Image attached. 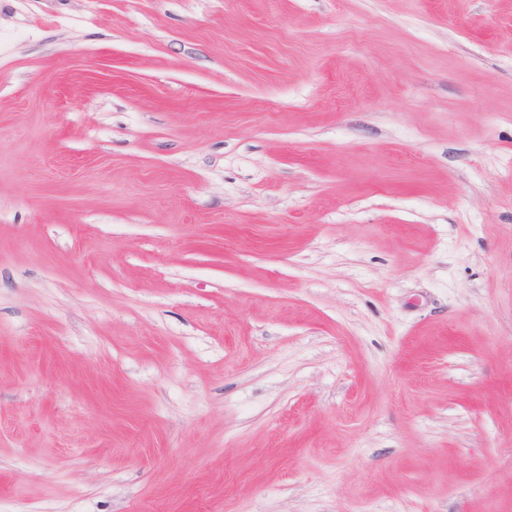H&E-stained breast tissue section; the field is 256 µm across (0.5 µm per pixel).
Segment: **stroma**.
Wrapping results in <instances>:
<instances>
[{
	"label": "stroma",
	"mask_w": 512,
	"mask_h": 512,
	"mask_svg": "<svg viewBox=\"0 0 512 512\" xmlns=\"http://www.w3.org/2000/svg\"><path fill=\"white\" fill-rule=\"evenodd\" d=\"M0 512H512V0H0Z\"/></svg>",
	"instance_id": "35a3bbf8"
}]
</instances>
